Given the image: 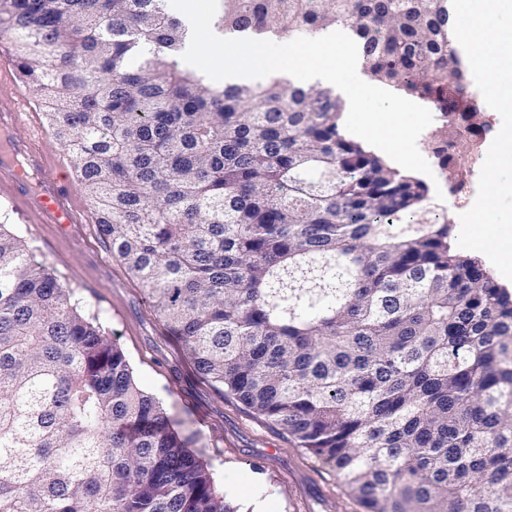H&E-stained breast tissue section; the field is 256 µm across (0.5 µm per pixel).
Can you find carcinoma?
Instances as JSON below:
<instances>
[{
  "mask_svg": "<svg viewBox=\"0 0 512 512\" xmlns=\"http://www.w3.org/2000/svg\"><path fill=\"white\" fill-rule=\"evenodd\" d=\"M214 29H346L363 70L469 120L451 0H219ZM92 218L196 372L367 512H512V293L328 86L216 83L168 0H0ZM453 166L448 126L433 136ZM123 351L0 225V512H239Z\"/></svg>",
  "mask_w": 512,
  "mask_h": 512,
  "instance_id": "obj_1",
  "label": "carcinoma"
}]
</instances>
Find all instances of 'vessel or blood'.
I'll use <instances>...</instances> for the list:
<instances>
[{"label":"vessel or blood","instance_id":"1","mask_svg":"<svg viewBox=\"0 0 512 512\" xmlns=\"http://www.w3.org/2000/svg\"><path fill=\"white\" fill-rule=\"evenodd\" d=\"M33 106L28 97L16 96L6 107L0 106V133L10 136L11 131L30 116ZM32 134L23 140L11 139L9 150L12 160L0 169V176L10 180L21 191H33L32 203L39 208L46 223L81 224L85 218L72 204L68 192L66 170L47 173L40 153L44 131L39 124H32Z\"/></svg>","mask_w":512,"mask_h":512}]
</instances>
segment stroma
<instances>
[{
	"instance_id": "1",
	"label": "stroma",
	"mask_w": 512,
	"mask_h": 512,
	"mask_svg": "<svg viewBox=\"0 0 512 512\" xmlns=\"http://www.w3.org/2000/svg\"><path fill=\"white\" fill-rule=\"evenodd\" d=\"M455 142L454 171L432 169L442 195L430 197L429 204L434 221L456 226L475 200L486 153L469 151L463 136ZM0 224L22 237L81 311L97 319L126 355L139 386L163 404L175 427L195 433L194 450L240 512H253L257 493L268 512H363L332 464L196 376L180 339L113 256L97 224L41 223L6 182L0 184Z\"/></svg>"
}]
</instances>
